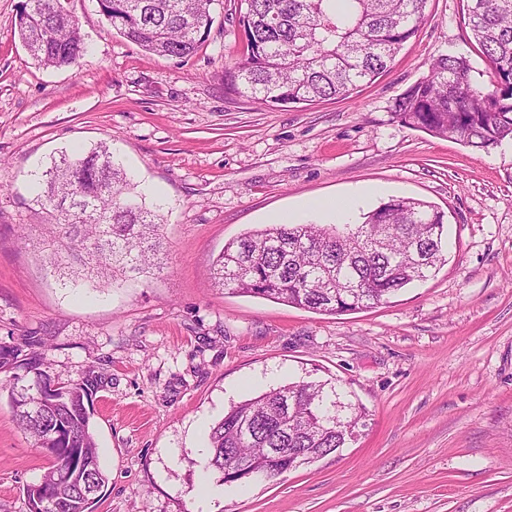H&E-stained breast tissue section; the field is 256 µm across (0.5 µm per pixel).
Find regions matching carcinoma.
<instances>
[{
	"instance_id": "obj_1",
	"label": "carcinoma",
	"mask_w": 512,
	"mask_h": 512,
	"mask_svg": "<svg viewBox=\"0 0 512 512\" xmlns=\"http://www.w3.org/2000/svg\"><path fill=\"white\" fill-rule=\"evenodd\" d=\"M213 0H109L102 11L129 42L159 56L185 58L210 31ZM427 0H244L239 27L245 55L224 70V90L269 106L311 105L343 96L384 72L416 33ZM468 25L493 64L494 88L472 82L463 57L442 55L430 74L394 99L403 125L487 151L512 138V0H469ZM19 38L45 68L75 64L86 52L65 0H25ZM126 172L106 146L63 156L46 172L39 195L51 217L45 247L53 266L89 282L138 278L163 269L164 224L132 194ZM444 214L411 198H391L361 224H269L225 245L213 275L221 288L336 314L386 303L446 262ZM19 348L0 347V372L17 426L52 465L40 484L49 492L28 512H84L80 495L58 479L59 458L82 449L87 485L105 476L85 402L98 387L90 370L60 384L37 409L19 405L17 384L50 377L35 352L18 363ZM362 408L340 401L320 382L298 381L242 401L209 432L205 469L224 474L234 461L262 473L296 469L344 447ZM269 448L281 449L271 463Z\"/></svg>"
}]
</instances>
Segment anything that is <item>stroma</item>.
<instances>
[{"mask_svg": "<svg viewBox=\"0 0 512 512\" xmlns=\"http://www.w3.org/2000/svg\"><path fill=\"white\" fill-rule=\"evenodd\" d=\"M23 0H0V344L45 340V369L102 384L86 408L106 477L94 512H512V140L490 152L402 126L394 98L438 56L493 65L467 0L425 18L373 81L344 97L272 108L224 90L244 54L240 0H214L207 41L186 58L117 35L97 0H66L87 51L43 68L17 32ZM107 145L165 218L164 269L65 283L36 201L62 156ZM398 196L444 212L447 261L387 303L330 315L224 291L225 244L288 218L332 224ZM321 381L365 415L346 448L275 480L222 484L211 426L230 405ZM50 461L0 399V512Z\"/></svg>", "mask_w": 512, "mask_h": 512, "instance_id": "35a3bbf8", "label": "stroma"}]
</instances>
